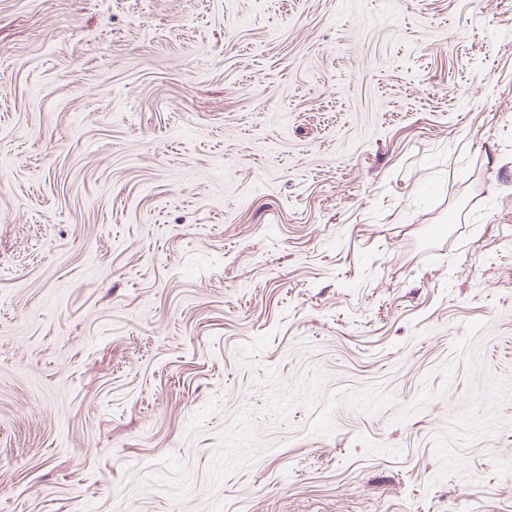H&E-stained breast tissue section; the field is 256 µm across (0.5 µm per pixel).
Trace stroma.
Returning <instances> with one entry per match:
<instances>
[{
  "mask_svg": "<svg viewBox=\"0 0 512 512\" xmlns=\"http://www.w3.org/2000/svg\"><path fill=\"white\" fill-rule=\"evenodd\" d=\"M512 512V0H0V512Z\"/></svg>",
  "mask_w": 512,
  "mask_h": 512,
  "instance_id": "35a3bbf8",
  "label": "stroma"
}]
</instances>
